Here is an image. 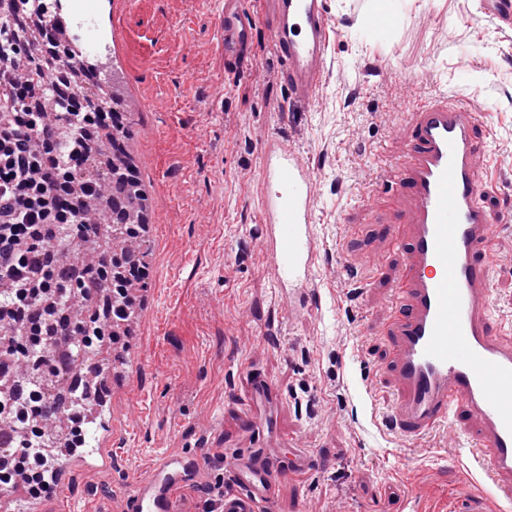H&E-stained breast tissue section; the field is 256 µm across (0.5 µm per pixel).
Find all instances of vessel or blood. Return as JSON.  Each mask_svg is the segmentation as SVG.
I'll list each match as a JSON object with an SVG mask.
<instances>
[{"mask_svg":"<svg viewBox=\"0 0 512 512\" xmlns=\"http://www.w3.org/2000/svg\"><path fill=\"white\" fill-rule=\"evenodd\" d=\"M258 13L270 20L291 99L312 101L323 82L329 0H224L225 62L247 51ZM480 124V112L466 103L443 99L417 112L391 186L408 202L400 219L408 235L393 226L387 232L403 245L406 262L383 328L392 386L386 416L416 437L460 423L495 488L491 495H450L448 512H492L494 496L512 500V331L491 307V245L512 214H493L481 201ZM262 153L267 190L260 221L269 271L285 296L305 301L315 260V177L276 138L263 140ZM305 464L296 453L284 459L238 451L226 461L232 486L218 512H275L281 481ZM204 469L201 453L166 451L135 481L123 512H189L177 494L199 483Z\"/></svg>","mask_w":512,"mask_h":512,"instance_id":"vessel-or-blood-1","label":"vessel or blood"}]
</instances>
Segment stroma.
<instances>
[{"label": "stroma", "mask_w": 512, "mask_h": 512, "mask_svg": "<svg viewBox=\"0 0 512 512\" xmlns=\"http://www.w3.org/2000/svg\"><path fill=\"white\" fill-rule=\"evenodd\" d=\"M384 0H331L323 85L292 103L270 24L250 60L224 67V0H96L90 52L134 104L138 176L151 199L145 304L129 331L122 384L105 389L112 423L87 461L27 512H122L136 479L167 449L278 453L292 438L308 467L276 512H446L463 485L491 492L469 444L438 429L406 436L370 413L363 386L388 394L381 327L404 256L389 249L385 200L414 115L445 97L482 111L481 199L512 205V28L481 0H391L385 41L370 29ZM282 139L316 177L312 298L292 313L262 252L264 138ZM492 305L512 322V220L493 247ZM383 254L378 270L366 256ZM279 388L276 433L254 434L238 405L246 373Z\"/></svg>", "instance_id": "stroma-1"}]
</instances>
